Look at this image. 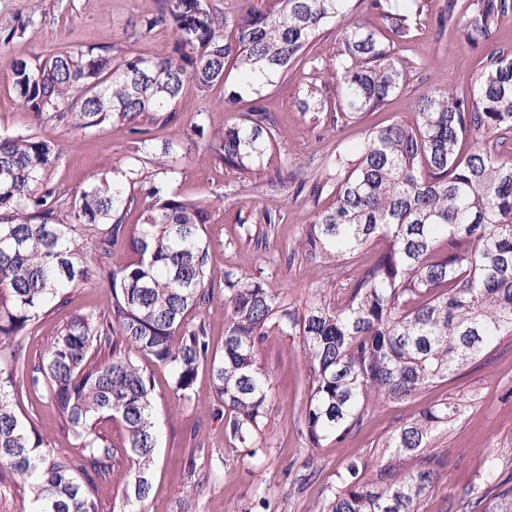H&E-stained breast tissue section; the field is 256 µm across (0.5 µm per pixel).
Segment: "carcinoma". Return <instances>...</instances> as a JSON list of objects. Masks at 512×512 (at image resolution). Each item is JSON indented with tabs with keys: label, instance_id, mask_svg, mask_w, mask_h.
I'll list each match as a JSON object with an SVG mask.
<instances>
[{
	"label": "carcinoma",
	"instance_id": "obj_1",
	"mask_svg": "<svg viewBox=\"0 0 512 512\" xmlns=\"http://www.w3.org/2000/svg\"><path fill=\"white\" fill-rule=\"evenodd\" d=\"M220 32L208 0H165L147 29L173 26L174 55L118 62L106 50L61 51L10 66L13 90L41 118H70L81 129L121 124L142 133L139 121L166 112L188 84L202 91L224 79L228 66L247 86L282 72L328 25L341 29L337 75L343 87L332 113L349 124L382 105L404 83L408 67L378 34L351 20L360 0H265ZM389 37H410L423 0H369ZM512 0H448V24L464 40L492 38ZM313 120L327 108L310 84L300 100ZM270 113L260 104L244 122L224 129L210 150L240 173L266 164L288 166L272 150ZM476 146L463 152L465 139ZM512 52L493 49L477 75L476 92L461 96L432 89L416 105L413 124L374 127L351 154L329 157L333 177L315 183L332 196L308 225L300 248L310 258L344 261L379 241V256L351 279L340 305L320 301L300 313L260 279L224 271L228 325L220 355L211 353L206 321L187 320L214 298L215 270L202 200L162 194L137 223L132 179L97 178L66 204L49 175L59 148L32 134L0 137V488L23 480V512H99L96 480L124 458L131 483L125 499L145 502L157 428L150 379L133 348L169 366L175 389L191 397L200 368L228 410L225 431L254 456L267 412L269 374L256 352L270 332L296 336L311 372L302 422L314 448L357 431L367 394L405 399L448 379L512 336ZM125 247L129 261L98 268L92 251ZM106 279L112 308L80 313L60 329L41 361L23 353L21 335L49 306L68 303L77 287ZM110 359L94 364L95 354ZM43 391L64 421L78 451L59 454L26 418L21 400ZM465 412L442 402L422 409L395 429L382 447L390 458L378 468L349 461L325 487L318 512H421L440 480L443 451L431 437ZM118 418L121 448L97 428ZM411 469L403 468L407 460ZM512 457L489 453L479 483L452 501L450 512H512Z\"/></svg>",
	"mask_w": 512,
	"mask_h": 512
}]
</instances>
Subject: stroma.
Returning a JSON list of instances; mask_svg holds the SVG:
<instances>
[{"label": "stroma", "mask_w": 512, "mask_h": 512, "mask_svg": "<svg viewBox=\"0 0 512 512\" xmlns=\"http://www.w3.org/2000/svg\"><path fill=\"white\" fill-rule=\"evenodd\" d=\"M162 0H0V136L33 133L56 144L61 158L51 174L62 191L79 193L94 176L152 173L163 193L204 200L211 213L207 235L216 274L232 270L260 277L265 288L297 311L316 298L340 304L345 287L366 262L363 254L334 266L305 257L298 242L328 195L313 197L316 178L325 176L331 153L361 143L369 129L414 119L418 99L432 88L471 95L489 45L512 50V13L501 18L492 42L467 43L452 26H439L448 0H425L412 24L410 38L395 46L397 57L420 64L402 89L356 124H334L331 116L310 121L299 101L306 84L322 86L328 105L342 95L336 78V27L321 31L304 55L284 75L260 91L240 85L235 70L206 91L186 88L169 111L144 119L140 127L154 147L169 145L166 171L155 172L151 154L138 149L128 128L109 125L77 129L71 122L44 114L34 119L17 100L10 64L61 50L105 48L114 59L131 55L162 59L172 55V28L146 30L144 20L158 12ZM238 98H231V91ZM275 120V142L286 148L288 168L274 173L255 167L248 179L204 150L205 142L222 137L254 104ZM280 217L278 224L254 223L261 211ZM112 292L98 281L76 289L70 303L41 315L28 327L27 354L39 361L58 329L78 312L110 309ZM271 385L268 414L261 426L256 455L224 430V406L212 392L208 369H200L190 398L173 390L170 370L149 364L153 379L156 464L152 492L137 512H317L321 492L354 457L383 458L382 441L420 409L442 400L466 401L469 409L431 444L443 449L442 479L422 512H445L449 500L476 483L486 455L512 452V338L448 381L428 386L407 400L371 394L361 428L341 443L310 447L300 418L309 383V365L297 338L271 333L258 353ZM26 415L47 433L56 450L73 451V441L60 430V418L42 395L24 400Z\"/></svg>", "instance_id": "35a3bbf8"}]
</instances>
